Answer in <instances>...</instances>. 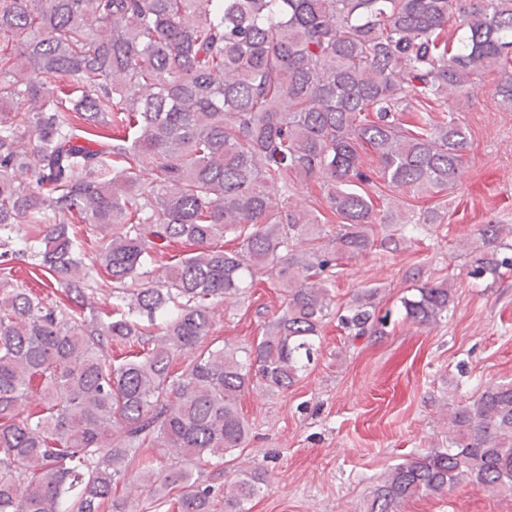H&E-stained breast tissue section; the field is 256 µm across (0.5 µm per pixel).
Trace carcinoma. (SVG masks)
<instances>
[{
  "label": "carcinoma",
  "mask_w": 512,
  "mask_h": 512,
  "mask_svg": "<svg viewBox=\"0 0 512 512\" xmlns=\"http://www.w3.org/2000/svg\"><path fill=\"white\" fill-rule=\"evenodd\" d=\"M486 71L512 110V0H0V512H132L114 498L132 470L165 512H211L217 490L196 463L246 449L249 388L300 380L334 270L419 229L358 188L453 187L468 131L448 97ZM311 179L321 211L267 191ZM377 224L390 226L379 243ZM79 233L97 243L90 264ZM478 234L477 274L512 263L499 257L512 228ZM226 237L232 248L214 245ZM175 244L191 250L155 266ZM22 266L61 295L20 287ZM266 275L283 293L261 335L207 342L215 306ZM98 284L107 312L88 301ZM411 291L401 304L421 324L453 301L446 279ZM377 295L364 288L337 314L353 338L379 332ZM450 423L451 445L390 468L368 512L465 480L512 492V381ZM142 448L174 462L157 469ZM264 482L236 474L224 512H246Z\"/></svg>",
  "instance_id": "1"
}]
</instances>
